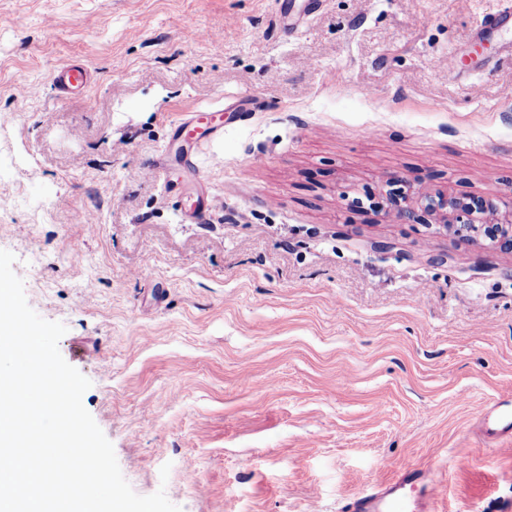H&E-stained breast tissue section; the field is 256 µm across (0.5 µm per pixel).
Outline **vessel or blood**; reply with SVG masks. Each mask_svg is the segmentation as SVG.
Returning <instances> with one entry per match:
<instances>
[{
	"instance_id": "vessel-or-blood-1",
	"label": "vessel or blood",
	"mask_w": 512,
	"mask_h": 512,
	"mask_svg": "<svg viewBox=\"0 0 512 512\" xmlns=\"http://www.w3.org/2000/svg\"><path fill=\"white\" fill-rule=\"evenodd\" d=\"M90 81L89 70L77 64L60 66L52 74L53 86L65 96L84 92ZM483 432L501 447L512 446V410L500 408L485 421ZM439 497L440 484L432 468L420 464L373 482L368 492L348 499L341 512H430Z\"/></svg>"
}]
</instances>
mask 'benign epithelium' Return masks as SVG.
I'll return each mask as SVG.
<instances>
[{"label":"benign epithelium","mask_w":512,"mask_h":512,"mask_svg":"<svg viewBox=\"0 0 512 512\" xmlns=\"http://www.w3.org/2000/svg\"><path fill=\"white\" fill-rule=\"evenodd\" d=\"M418 205L408 202H394L400 217L420 223L425 217L442 214L448 229L459 237H470L481 233L496 242L499 248L512 252V222L495 218V204L476 194L437 195L426 190L418 193Z\"/></svg>","instance_id":"obj_1"}]
</instances>
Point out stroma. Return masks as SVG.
I'll return each mask as SVG.
<instances>
[{
	"mask_svg": "<svg viewBox=\"0 0 512 512\" xmlns=\"http://www.w3.org/2000/svg\"><path fill=\"white\" fill-rule=\"evenodd\" d=\"M498 8L0 0V249L137 494L339 512L426 463L437 512H512V453L479 433L512 403V253L392 204L512 216V29L474 39ZM70 62L96 80L65 97ZM241 94L223 134L176 136Z\"/></svg>",
	"mask_w": 512,
	"mask_h": 512,
	"instance_id": "35a3bbf8",
	"label": "stroma"
}]
</instances>
